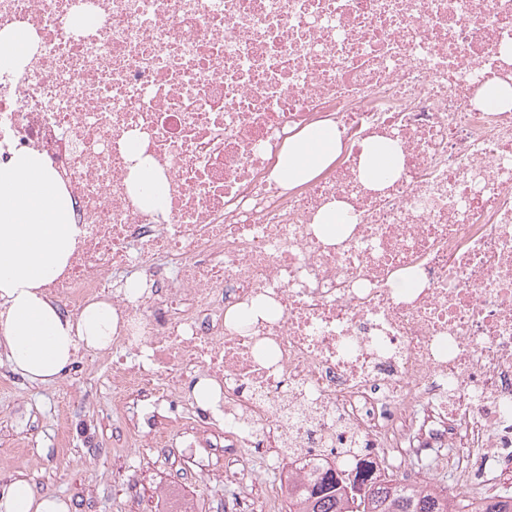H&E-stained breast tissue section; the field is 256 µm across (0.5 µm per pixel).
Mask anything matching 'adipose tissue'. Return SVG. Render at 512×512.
<instances>
[{
    "instance_id": "ef3b65f1",
    "label": "adipose tissue",
    "mask_w": 512,
    "mask_h": 512,
    "mask_svg": "<svg viewBox=\"0 0 512 512\" xmlns=\"http://www.w3.org/2000/svg\"><path fill=\"white\" fill-rule=\"evenodd\" d=\"M124 149L134 166L133 188L145 189L141 202L163 210L167 184L144 158L141 143L128 139ZM335 128L316 126L288 143L276 178L297 185L318 175L336 157ZM401 151L396 142H367L361 177L379 185L399 174ZM73 204L37 153H16L0 165V348L13 368L33 382L62 374L78 347H106L112 334V310L89 304L76 317L64 315L46 297L43 287L65 267L75 246ZM0 512H66L58 497L36 493L24 480L0 491Z\"/></svg>"
}]
</instances>
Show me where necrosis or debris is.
Returning a JSON list of instances; mask_svg holds the SVG:
<instances>
[{
    "mask_svg": "<svg viewBox=\"0 0 512 512\" xmlns=\"http://www.w3.org/2000/svg\"><path fill=\"white\" fill-rule=\"evenodd\" d=\"M81 9L97 27L71 26ZM18 27L35 42L0 71V164L37 152L74 205L45 290L74 317L111 304V344L80 358L114 418L165 405L155 447L194 417L244 468L354 443L416 461L425 487L433 458L473 504L512 475V108L477 101L512 85V0H0V31ZM313 125L335 127L336 157L283 185ZM128 138L164 211L131 189ZM371 138L402 155L379 189L359 176ZM334 201L352 224L328 243L314 221ZM124 150L136 164L131 169V185L140 202L148 209L164 211L165 195H167V184L150 165L147 158H142L144 149L141 143L134 138L128 139L124 144ZM147 190L151 196H144L139 188ZM156 188L153 193L152 189Z\"/></svg>",
    "mask_w": 512,
    "mask_h": 512,
    "instance_id": "1",
    "label": "necrosis or debris"
}]
</instances>
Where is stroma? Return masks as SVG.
Returning a JSON list of instances; mask_svg holds the SVG:
<instances>
[{"instance_id":"stroma-1","label":"stroma","mask_w":512,"mask_h":512,"mask_svg":"<svg viewBox=\"0 0 512 512\" xmlns=\"http://www.w3.org/2000/svg\"><path fill=\"white\" fill-rule=\"evenodd\" d=\"M0 491L23 479L36 492L64 501L69 512H257L275 471L287 458L266 449V465L250 471L236 466L238 450L195 446L184 427L173 447H151L143 428L141 448H123L112 422L108 390L99 368L70 364L55 380L35 383L14 370L0 351ZM77 386L80 399L69 412L66 455H59L56 400Z\"/></svg>"}]
</instances>
